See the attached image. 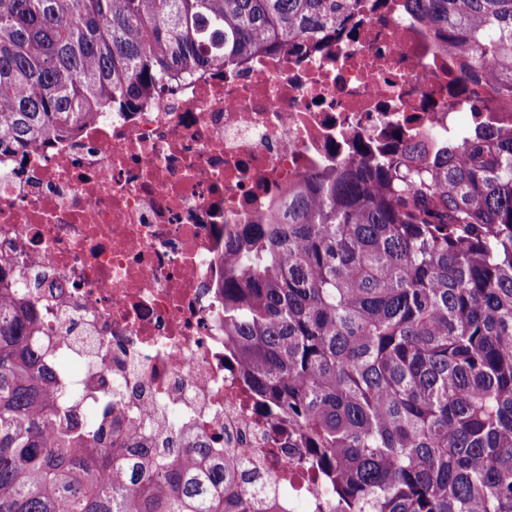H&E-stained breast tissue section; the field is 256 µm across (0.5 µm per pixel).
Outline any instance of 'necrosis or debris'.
Here are the masks:
<instances>
[{
    "instance_id": "4bbe7bcc",
    "label": "necrosis or debris",
    "mask_w": 512,
    "mask_h": 512,
    "mask_svg": "<svg viewBox=\"0 0 512 512\" xmlns=\"http://www.w3.org/2000/svg\"><path fill=\"white\" fill-rule=\"evenodd\" d=\"M457 73L404 0H358L314 49L230 63L75 137L0 153V279L46 358L80 360L60 388L80 390L83 411L118 391L147 430L188 420L215 455L257 463L278 505L321 495L303 460L278 451L281 427L245 401L224 350V243L312 169L512 127L493 89L454 97Z\"/></svg>"
}]
</instances>
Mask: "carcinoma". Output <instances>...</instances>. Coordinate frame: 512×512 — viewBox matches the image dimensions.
<instances>
[{
  "instance_id": "1",
  "label": "carcinoma",
  "mask_w": 512,
  "mask_h": 512,
  "mask_svg": "<svg viewBox=\"0 0 512 512\" xmlns=\"http://www.w3.org/2000/svg\"><path fill=\"white\" fill-rule=\"evenodd\" d=\"M355 0H0V153L156 88L317 42ZM512 98V0H406ZM243 383L323 477L326 510L512 512V130L315 173L224 246ZM0 288V512H271L235 449L79 398Z\"/></svg>"
}]
</instances>
